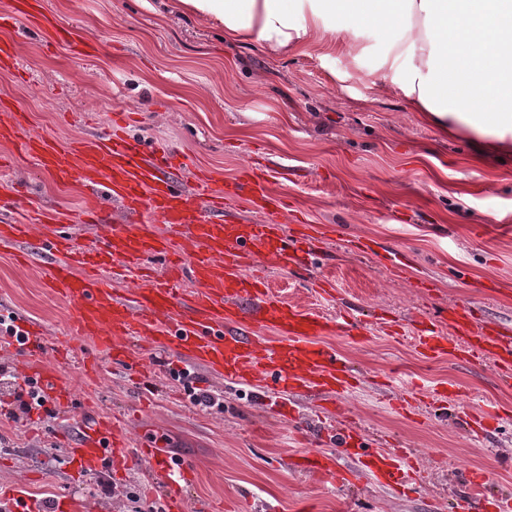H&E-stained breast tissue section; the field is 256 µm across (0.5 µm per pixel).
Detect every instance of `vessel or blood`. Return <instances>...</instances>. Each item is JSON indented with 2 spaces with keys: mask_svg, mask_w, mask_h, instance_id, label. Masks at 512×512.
<instances>
[{
  "mask_svg": "<svg viewBox=\"0 0 512 512\" xmlns=\"http://www.w3.org/2000/svg\"><path fill=\"white\" fill-rule=\"evenodd\" d=\"M20 14L38 24L46 21L38 0H15L12 12L0 14V26L10 25ZM0 136L15 139L22 154L66 182L91 189L107 185L133 218L129 224L106 226L102 245L88 248L58 231L57 215L35 204L29 205L25 221L0 225L1 248L25 244L50 255L48 284L74 308L72 335L89 339L116 363L132 356V344L139 339L174 352L210 375L284 397L353 389L352 368L322 338L354 336L358 317L347 313L326 318L289 303L270 287L266 263L289 269L307 266L314 258L313 225H296L288 235L271 221L286 208L281 197L265 188L277 179L276 167L251 153L235 181L217 185L199 170L194 174L196 191H188L180 155L130 138L119 112L109 130L71 145L31 132L21 112L12 113ZM241 198L255 212L266 214V221L234 222L230 204ZM158 221L178 230V238L157 232ZM353 246L363 253L378 251L376 243L359 239ZM381 254L389 270L405 264L401 252ZM149 257L163 258L168 271L159 274L146 267ZM187 275L195 283L188 292L182 287ZM131 276L137 278V287L120 293L116 282ZM471 316L467 305L449 310L448 319L459 330L455 336L444 334L437 322L422 323L415 338L419 353L428 359L491 357L500 382L511 385L512 326L479 324ZM263 328L271 329L272 338L260 337ZM43 341L40 327L27 324L21 338H0V352L20 354L23 384L36 386L48 407L65 412L72 406L73 390L46 360ZM361 434L360 424L349 421L338 442L352 447L378 480L403 487L420 484L421 475L405 448L394 444L372 452L359 446ZM68 452L77 470L87 472L102 467L122 472L130 460L127 433L108 415L83 423ZM139 455L150 463L154 484L166 490V512H186L179 482L189 478V470L174 466L152 447L140 448ZM294 468L339 483L347 480L328 452L300 455ZM466 479L470 494L453 501V512H512V498L488 494L485 476L470 472Z\"/></svg>",
  "mask_w": 512,
  "mask_h": 512,
  "instance_id": "1",
  "label": "vessel or blood"
}]
</instances>
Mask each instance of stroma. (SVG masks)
Masks as SVG:
<instances>
[{"instance_id":"35a3bbf8","label":"stroma","mask_w":512,"mask_h":512,"mask_svg":"<svg viewBox=\"0 0 512 512\" xmlns=\"http://www.w3.org/2000/svg\"><path fill=\"white\" fill-rule=\"evenodd\" d=\"M57 29L96 46L75 58L48 32L20 17L0 27L12 44L14 69H0V100L26 113L31 131L67 144L104 131L113 113L126 112L129 137L162 144L184 156L190 169L215 182L239 174L248 151L279 165L271 184L288 208L279 221L335 226L305 270L269 267L270 286L286 300L334 318L358 311L365 334L327 341L360 374L361 384L337 405L362 422L369 436L389 435L410 448L425 473L422 486L402 493L361 472L335 442L312 441L292 421H318L315 402L291 400L292 417L274 412L277 397L206 376L224 399L223 409H202L174 381L173 353L152 350L156 368L108 361L87 339L71 336L74 310L57 299L45 279V256L30 253L18 264L0 249V314L41 324L48 345L70 340L60 375L77 403L132 420V442H148L187 463L192 478L182 488L190 505L235 512H448L452 497L466 494L461 470L484 473L491 491L512 496V416L493 435L472 437L462 420L424 407L428 391L451 384L473 404L492 402L512 413V388L499 387L491 358L423 359L413 330L458 304L479 320L512 324V153L479 156L465 136L451 137L410 111L402 93L372 85L384 51L363 33L365 51L346 56L318 45L300 55L271 56L256 40L231 43L224 28L173 0H40ZM0 185H20L28 201L77 214L102 211L110 223H126L106 191L89 195L59 182L37 162L0 139ZM359 237L404 254L406 272H388L377 256L351 249ZM336 281L333 295L313 288L320 275ZM430 280L427 288L417 287ZM494 280L498 292L485 284ZM104 371L83 376L82 358ZM415 389L414 417L396 411L405 389ZM79 414L36 422L0 418V486L27 483L29 496L94 499L102 512H162L164 500L147 485L142 463L111 478L115 494L94 496L104 471L76 475L67 443ZM329 452L350 472L343 486L296 472L303 452Z\"/></svg>"}]
</instances>
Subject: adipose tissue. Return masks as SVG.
Segmentation results:
<instances>
[{"instance_id": "ef3b65f1", "label": "adipose tissue", "mask_w": 512, "mask_h": 512, "mask_svg": "<svg viewBox=\"0 0 512 512\" xmlns=\"http://www.w3.org/2000/svg\"><path fill=\"white\" fill-rule=\"evenodd\" d=\"M231 42L303 54L314 43L359 48L362 29L388 39L373 82L412 111L485 149L512 142V0H181Z\"/></svg>"}]
</instances>
